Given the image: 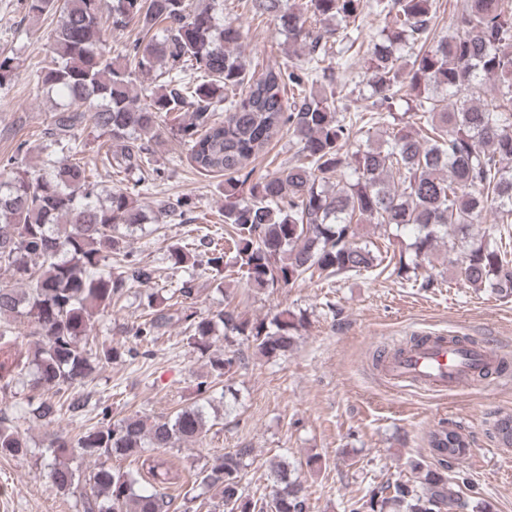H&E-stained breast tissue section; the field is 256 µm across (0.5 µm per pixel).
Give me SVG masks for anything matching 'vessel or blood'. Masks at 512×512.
<instances>
[{
  "mask_svg": "<svg viewBox=\"0 0 512 512\" xmlns=\"http://www.w3.org/2000/svg\"><path fill=\"white\" fill-rule=\"evenodd\" d=\"M500 362V353L489 346L433 336L389 360L383 374L394 382L444 390L474 379L481 369L497 368Z\"/></svg>",
  "mask_w": 512,
  "mask_h": 512,
  "instance_id": "1",
  "label": "vessel or blood"
}]
</instances>
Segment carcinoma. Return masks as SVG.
Listing matches in <instances>:
<instances>
[{
	"label": "carcinoma",
	"mask_w": 512,
	"mask_h": 512,
	"mask_svg": "<svg viewBox=\"0 0 512 512\" xmlns=\"http://www.w3.org/2000/svg\"><path fill=\"white\" fill-rule=\"evenodd\" d=\"M21 3L29 16H58L39 80L61 97L43 129L51 149L45 168L13 160L0 166V275L7 277L0 281V391L25 393L23 420L48 424L64 409L74 414L89 405L77 389L124 355L99 340L95 325L132 288L158 276L134 241L147 236L148 224L196 221L188 195L160 199L147 211L134 186L102 193L95 170L75 160L88 129L105 137V160L116 173L160 178L152 142L168 124L198 173L225 177L224 231L170 247L184 276L170 299L148 303L149 317L129 330L142 340L183 326L187 344L207 359L196 384L206 404L245 365L241 344L275 357L292 348L304 316L284 309L251 321L230 298L198 312L187 301L204 275L231 267L264 290L369 271L387 260L400 274L417 269L440 242L461 251L462 281L512 296V249L503 246L512 242V0H462L451 36L436 34L434 0H251L254 13L277 22L288 46L304 50L302 59L259 76L241 54L243 28L224 19V0ZM368 10L391 18L378 40H362ZM130 26L142 36L112 55L109 33ZM336 36L365 48L366 117L336 112L346 87L345 67L328 57ZM139 75L159 83L144 103L134 93ZM400 101L427 115L423 126L402 125ZM380 123L392 126V137L377 147L363 143L364 125ZM282 129L297 140L295 159L252 179L248 161ZM489 209L495 232L471 237ZM359 224L412 229L414 258L402 251L385 258L374 243L358 242ZM21 338L28 349L19 347ZM209 431L197 405L164 418L128 415L74 438L57 435L47 444L51 487L79 495L83 512H170L166 490L184 476L161 452L201 443ZM437 436L434 464L414 466L415 475L380 487L351 512H490L452 493L447 472L467 447L448 453ZM28 452L14 418L0 415V455ZM250 453L237 448L204 466L185 492L183 512H200L213 499L224 512H306L303 488L283 457L270 462L271 497L243 495ZM67 456L93 467L83 475L61 461ZM129 456L132 468L109 464Z\"/></svg>",
	"instance_id": "cac0c4a2"
}]
</instances>
